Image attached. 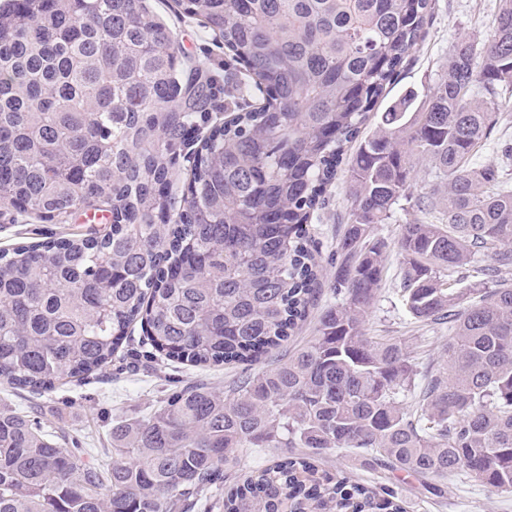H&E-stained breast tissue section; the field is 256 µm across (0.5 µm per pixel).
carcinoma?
I'll return each instance as SVG.
<instances>
[{"label":"carcinoma","mask_w":512,"mask_h":512,"mask_svg":"<svg viewBox=\"0 0 512 512\" xmlns=\"http://www.w3.org/2000/svg\"><path fill=\"white\" fill-rule=\"evenodd\" d=\"M176 2L243 66L229 96L263 93L194 142L211 83L201 62L179 83L175 36L143 0L0 6V207L111 215L0 251V381L41 396L97 378L137 324L150 359L241 371L115 419L104 460L0 407V512H407L394 488L316 465L338 448L438 497L458 475L511 495L512 140L494 132L512 92V0L490 38L453 46L421 102L382 112L430 0ZM493 140L500 161L474 165ZM344 164L336 302L290 353L320 291L312 221ZM437 206L445 222L415 218L398 239L405 314L448 328V364L423 368L365 328L388 259L374 228ZM243 448L285 453L228 485Z\"/></svg>","instance_id":"cac0c4a2"}]
</instances>
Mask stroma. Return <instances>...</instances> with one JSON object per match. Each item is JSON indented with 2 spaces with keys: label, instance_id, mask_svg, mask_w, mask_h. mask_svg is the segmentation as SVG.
<instances>
[{
  "label": "stroma",
  "instance_id": "1",
  "mask_svg": "<svg viewBox=\"0 0 512 512\" xmlns=\"http://www.w3.org/2000/svg\"><path fill=\"white\" fill-rule=\"evenodd\" d=\"M147 8L169 27L176 36L180 66L178 80H186L189 64L203 62V79L211 82L214 97L209 110L203 112L201 128L223 119L227 99L225 84L243 78L244 68L232 61L222 40L215 38L201 23L185 16L175 0H145ZM500 8L499 0H433L432 19L416 52L408 59L397 83L385 100L394 102L404 93H424L448 68V56L459 38L471 36L484 40L492 32V21ZM350 201L344 179H337L326 194V201L313 222L312 232L319 250V262L324 270L320 279L317 308L333 304L332 270L327 262L339 245L342 231L349 220ZM89 225L84 212H77L64 221H48L34 213L0 210V249L12 247L30 238L62 236L80 233ZM399 256L390 253L388 270L382 291L373 309L369 333L373 336H396L409 346H416L421 328L404 317L394 293ZM178 373L168 369L128 371L124 361H114L109 374L91 380L83 386L69 385L44 398L38 409L42 425L48 429H63L73 437L78 448L100 452L107 447L112 432V419L140 417L161 391L173 388ZM321 468L341 472L351 481L372 487L389 485L398 488L406 501L408 512H512V495L491 492L478 482L457 478L448 483L445 498L435 497L426 484L404 473L376 468L366 470L350 451L336 450L322 455Z\"/></svg>",
  "mask_w": 512,
  "mask_h": 512
}]
</instances>
